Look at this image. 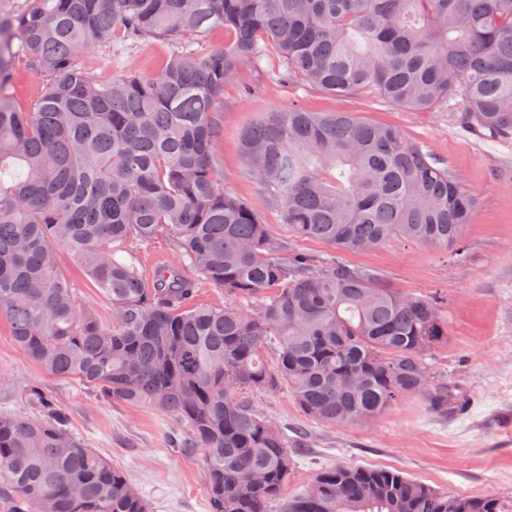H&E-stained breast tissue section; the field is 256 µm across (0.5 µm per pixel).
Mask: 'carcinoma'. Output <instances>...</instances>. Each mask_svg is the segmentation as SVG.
I'll list each match as a JSON object with an SVG mask.
<instances>
[{
    "instance_id": "cac0c4a2",
    "label": "carcinoma",
    "mask_w": 512,
    "mask_h": 512,
    "mask_svg": "<svg viewBox=\"0 0 512 512\" xmlns=\"http://www.w3.org/2000/svg\"><path fill=\"white\" fill-rule=\"evenodd\" d=\"M216 28L224 46L192 49ZM118 33L172 53L149 74L100 80L82 54ZM269 55L286 82L410 111L460 98L467 128L512 134V0H0V319L45 372L175 416L177 445L203 451L210 512H512L492 491L364 466L326 467L315 494L284 496L288 441L253 393L283 390L333 427L411 394L441 417L464 407L426 363L448 343L447 298L405 293L340 253L399 238L454 259L477 201L396 127L273 110L241 132L249 174L289 234L338 255L288 253L224 191L215 152L224 88ZM19 65L42 78L28 108L12 98ZM159 237L178 256L148 273L137 253ZM61 252L110 320L82 302ZM203 282L224 304L198 302ZM19 397L32 415L0 412L3 512H148L40 383Z\"/></svg>"
}]
</instances>
